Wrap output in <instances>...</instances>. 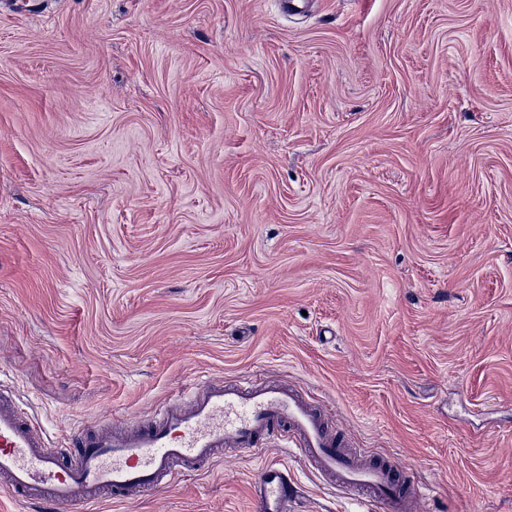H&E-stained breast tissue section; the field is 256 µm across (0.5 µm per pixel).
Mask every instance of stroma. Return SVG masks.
Here are the masks:
<instances>
[{"mask_svg":"<svg viewBox=\"0 0 512 512\" xmlns=\"http://www.w3.org/2000/svg\"><path fill=\"white\" fill-rule=\"evenodd\" d=\"M0 0V386L52 447L276 371L422 512H512V0ZM381 512L277 443L93 512ZM252 493L258 512H296L301 497L300 487L288 470L276 463L262 468Z\"/></svg>","mask_w":512,"mask_h":512,"instance_id":"stroma-1","label":"stroma"}]
</instances>
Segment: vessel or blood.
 Wrapping results in <instances>:
<instances>
[{
  "mask_svg": "<svg viewBox=\"0 0 512 512\" xmlns=\"http://www.w3.org/2000/svg\"><path fill=\"white\" fill-rule=\"evenodd\" d=\"M281 440L331 485L382 504L384 512H421L418 485L396 465L356 448L333 427L324 405L311 402L276 373L227 382L201 379L159 402L152 423L133 417L105 422L75 438L70 452L49 448L45 432L0 387V480L17 500L44 512L86 508L104 494L134 501L185 472L208 467L216 450L238 456ZM300 488L287 469L265 465L253 485L257 512H296Z\"/></svg>",
  "mask_w": 512,
  "mask_h": 512,
  "instance_id": "obj_1",
  "label": "vessel or blood"
}]
</instances>
